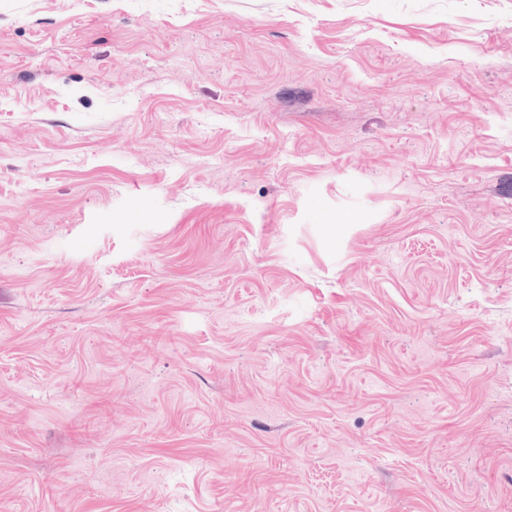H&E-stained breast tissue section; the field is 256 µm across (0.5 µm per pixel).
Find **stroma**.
Wrapping results in <instances>:
<instances>
[{
	"label": "stroma",
	"mask_w": 512,
	"mask_h": 512,
	"mask_svg": "<svg viewBox=\"0 0 512 512\" xmlns=\"http://www.w3.org/2000/svg\"><path fill=\"white\" fill-rule=\"evenodd\" d=\"M0 512H512V0H0Z\"/></svg>",
	"instance_id": "35a3bbf8"
}]
</instances>
